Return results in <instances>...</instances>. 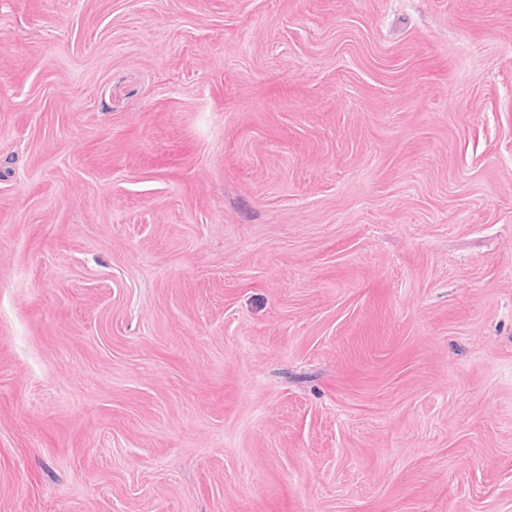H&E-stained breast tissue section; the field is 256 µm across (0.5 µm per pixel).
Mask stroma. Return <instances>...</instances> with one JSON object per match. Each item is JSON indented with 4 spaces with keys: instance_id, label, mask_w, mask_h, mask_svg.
<instances>
[{
    "instance_id": "stroma-1",
    "label": "stroma",
    "mask_w": 512,
    "mask_h": 512,
    "mask_svg": "<svg viewBox=\"0 0 512 512\" xmlns=\"http://www.w3.org/2000/svg\"><path fill=\"white\" fill-rule=\"evenodd\" d=\"M0 512H512V0H0Z\"/></svg>"
}]
</instances>
